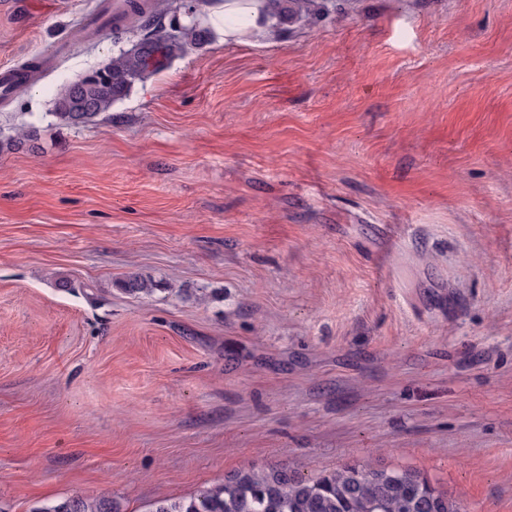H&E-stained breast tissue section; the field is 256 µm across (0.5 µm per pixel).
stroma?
I'll return each instance as SVG.
<instances>
[{"mask_svg": "<svg viewBox=\"0 0 512 512\" xmlns=\"http://www.w3.org/2000/svg\"><path fill=\"white\" fill-rule=\"evenodd\" d=\"M98 2L0 0V65L45 62L0 102V512L279 464L512 512V0H336L63 126ZM154 286V282L139 274H129L122 280L119 289L126 295L139 298L143 295L152 294L156 289Z\"/></svg>", "mask_w": 512, "mask_h": 512, "instance_id": "35a3bbf8", "label": "stroma"}]
</instances>
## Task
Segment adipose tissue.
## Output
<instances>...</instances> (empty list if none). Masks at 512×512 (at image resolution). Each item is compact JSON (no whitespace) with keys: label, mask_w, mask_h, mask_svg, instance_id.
Instances as JSON below:
<instances>
[{"label":"adipose tissue","mask_w":512,"mask_h":512,"mask_svg":"<svg viewBox=\"0 0 512 512\" xmlns=\"http://www.w3.org/2000/svg\"><path fill=\"white\" fill-rule=\"evenodd\" d=\"M208 21L215 38L225 43L239 40L246 33L257 39L272 34L263 0H212Z\"/></svg>","instance_id":"adipose-tissue-1"}]
</instances>
